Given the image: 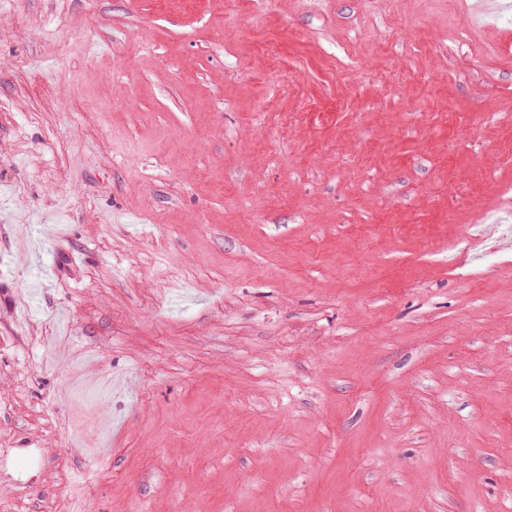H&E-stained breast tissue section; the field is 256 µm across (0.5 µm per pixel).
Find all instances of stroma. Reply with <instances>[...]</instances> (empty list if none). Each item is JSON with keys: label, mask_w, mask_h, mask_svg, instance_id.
Here are the masks:
<instances>
[{"label": "stroma", "mask_w": 512, "mask_h": 512, "mask_svg": "<svg viewBox=\"0 0 512 512\" xmlns=\"http://www.w3.org/2000/svg\"><path fill=\"white\" fill-rule=\"evenodd\" d=\"M473 6L0 0V504L512 512V10Z\"/></svg>", "instance_id": "35a3bbf8"}]
</instances>
